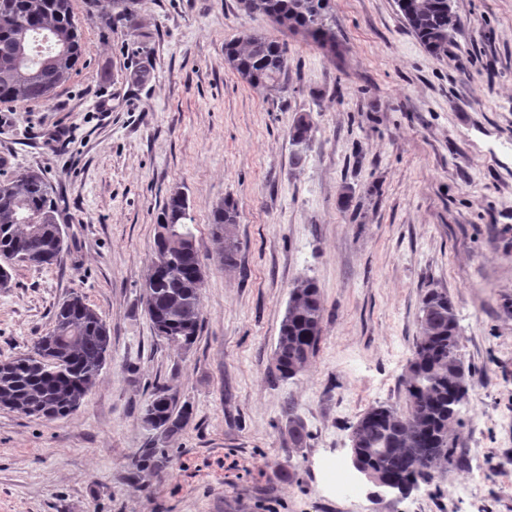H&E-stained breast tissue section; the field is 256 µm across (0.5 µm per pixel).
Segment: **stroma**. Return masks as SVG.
Segmentation results:
<instances>
[{
	"label": "stroma",
	"mask_w": 512,
	"mask_h": 512,
	"mask_svg": "<svg viewBox=\"0 0 512 512\" xmlns=\"http://www.w3.org/2000/svg\"><path fill=\"white\" fill-rule=\"evenodd\" d=\"M330 5L336 39L322 47L240 0H137L113 29L74 0L77 74L48 102L0 105V172L45 173L68 243L61 264L16 267L0 288V360L30 351L73 292L111 336L69 416L0 408V512H512V0H454L461 25L440 57L396 0ZM245 31L287 44L279 96L225 63V42ZM302 114L313 129L297 166ZM176 189L205 263L187 350L155 336L142 301ZM346 191L357 212L341 207ZM227 196L239 211L232 268L212 228ZM302 278L321 293L322 340L281 381L268 367ZM431 288L455 305L469 383L459 462L404 497L367 481L359 498L336 496L321 465L351 467V427L369 406L404 409ZM162 384L191 411L170 437L142 421ZM145 448L167 454L133 478Z\"/></svg>",
	"instance_id": "obj_1"
}]
</instances>
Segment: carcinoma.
<instances>
[{"label":"carcinoma","instance_id":"cac0c4a2","mask_svg":"<svg viewBox=\"0 0 512 512\" xmlns=\"http://www.w3.org/2000/svg\"><path fill=\"white\" fill-rule=\"evenodd\" d=\"M249 8L290 30H301L314 42L335 38L328 23L329 0H244ZM410 30L426 51L448 52L459 17L453 0H397ZM129 0H107L101 17L128 15ZM81 34L73 0H0V104L41 103L77 73ZM224 60L257 91L273 96L284 90L288 71L285 45L258 32H244L224 46ZM310 115L298 116L290 129L294 145L309 140ZM58 201L52 183L36 170L0 181V287L9 285L15 266L47 267L62 262L67 249L57 222ZM237 204L231 198L213 212L215 236L222 243L219 261L237 264L240 242L234 233ZM187 197L170 194L159 217L151 273L144 285L145 310L154 334L188 350L201 329L202 262L197 249L182 247L177 235L192 233ZM324 307L311 279L297 280L290 292L269 372L279 380L295 377L316 355ZM458 321L448 293L429 289L413 345L414 370L405 381L406 410L378 404L354 424L362 462L397 486L425 478L412 469L421 454L434 465L456 461L452 427L461 425L468 391H458L465 369L459 357ZM106 320L83 296L73 293L58 305L51 330L34 342L33 353L0 362V408L47 419L76 411L95 386L110 351ZM191 412L176 394L155 386L142 420L151 429L175 435Z\"/></svg>","mask_w":512,"mask_h":512}]
</instances>
